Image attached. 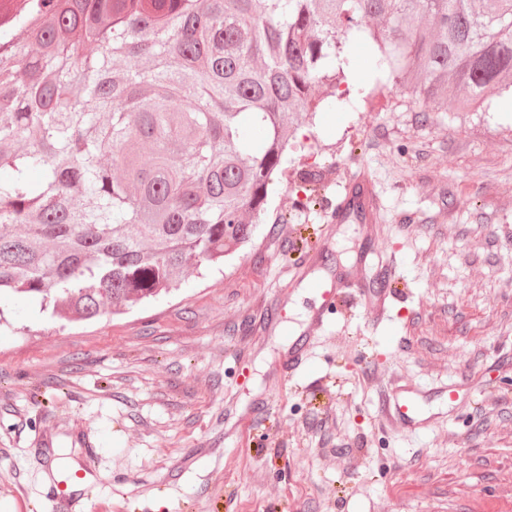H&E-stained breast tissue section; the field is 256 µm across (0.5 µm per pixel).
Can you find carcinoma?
Wrapping results in <instances>:
<instances>
[{"mask_svg":"<svg viewBox=\"0 0 512 512\" xmlns=\"http://www.w3.org/2000/svg\"><path fill=\"white\" fill-rule=\"evenodd\" d=\"M353 37L433 112L512 94V0H21L0 23V297L91 321L224 261L288 170L287 111L350 98Z\"/></svg>","mask_w":512,"mask_h":512,"instance_id":"cac0c4a2","label":"carcinoma"}]
</instances>
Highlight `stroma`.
Instances as JSON below:
<instances>
[{
    "mask_svg": "<svg viewBox=\"0 0 512 512\" xmlns=\"http://www.w3.org/2000/svg\"><path fill=\"white\" fill-rule=\"evenodd\" d=\"M425 113L395 86L296 133L253 240L222 269L120 315L62 322L0 304V512H53L47 464L93 457L77 512H512V112ZM350 168L379 206L299 209ZM394 260L390 318L328 313L304 371L278 365L336 272ZM373 368L372 377L361 374ZM475 383L440 422L380 425L394 380ZM252 414L248 434L238 419Z\"/></svg>",
    "mask_w": 512,
    "mask_h": 512,
    "instance_id": "stroma-1",
    "label": "stroma"
}]
</instances>
